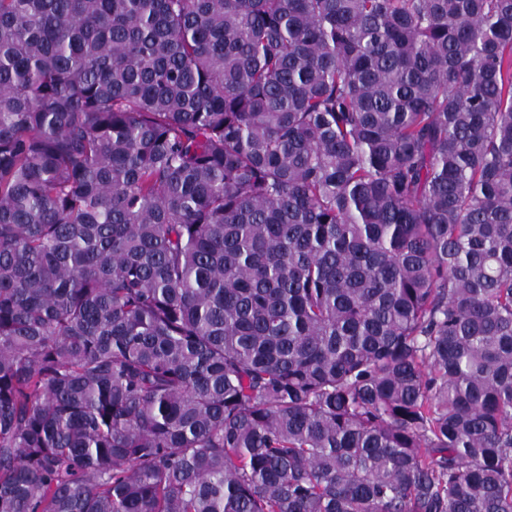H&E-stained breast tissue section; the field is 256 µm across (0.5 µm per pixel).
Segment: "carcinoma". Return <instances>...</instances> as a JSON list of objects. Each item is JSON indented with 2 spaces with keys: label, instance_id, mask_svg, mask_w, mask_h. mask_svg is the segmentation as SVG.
<instances>
[{
  "label": "carcinoma",
  "instance_id": "cac0c4a2",
  "mask_svg": "<svg viewBox=\"0 0 512 512\" xmlns=\"http://www.w3.org/2000/svg\"><path fill=\"white\" fill-rule=\"evenodd\" d=\"M0 512H512V0H0Z\"/></svg>",
  "mask_w": 512,
  "mask_h": 512
}]
</instances>
